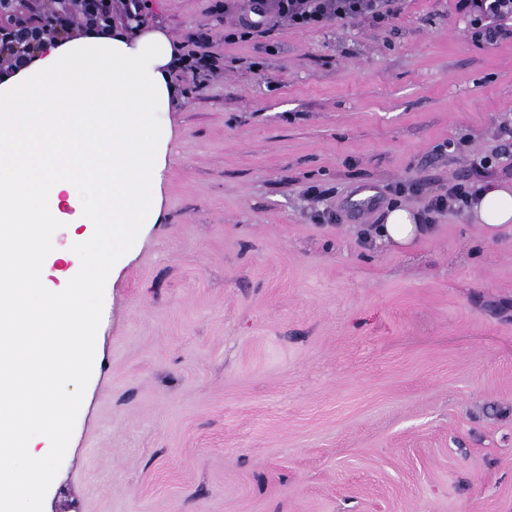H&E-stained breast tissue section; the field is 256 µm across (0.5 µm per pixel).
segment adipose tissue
I'll list each match as a JSON object with an SVG mask.
<instances>
[{
  "label": "adipose tissue",
  "instance_id": "adipose-tissue-1",
  "mask_svg": "<svg viewBox=\"0 0 512 512\" xmlns=\"http://www.w3.org/2000/svg\"><path fill=\"white\" fill-rule=\"evenodd\" d=\"M163 34H86L43 48L0 79V512H39L81 408L60 386L98 361L100 284L139 225L160 219L167 138L157 126L175 89ZM471 213L487 236L512 228V186H487ZM69 244L47 250L58 225ZM428 225L406 206L370 235L405 247ZM68 263L69 284L44 271Z\"/></svg>",
  "mask_w": 512,
  "mask_h": 512
}]
</instances>
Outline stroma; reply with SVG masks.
Wrapping results in <instances>:
<instances>
[{"mask_svg": "<svg viewBox=\"0 0 512 512\" xmlns=\"http://www.w3.org/2000/svg\"><path fill=\"white\" fill-rule=\"evenodd\" d=\"M144 2L224 70L159 116L161 218L99 287L42 512H512V233L446 211L407 247L361 235L474 155L512 184V22L489 44L457 0H401L228 44L217 0Z\"/></svg>", "mask_w": 512, "mask_h": 512, "instance_id": "stroma-1", "label": "stroma"}]
</instances>
